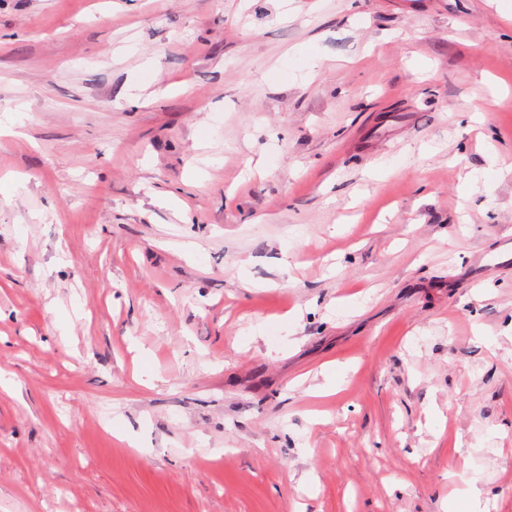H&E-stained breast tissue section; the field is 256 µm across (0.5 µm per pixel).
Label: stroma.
I'll use <instances>...</instances> for the list:
<instances>
[{
	"mask_svg": "<svg viewBox=\"0 0 512 512\" xmlns=\"http://www.w3.org/2000/svg\"><path fill=\"white\" fill-rule=\"evenodd\" d=\"M0 512H512V0H0Z\"/></svg>",
	"mask_w": 512,
	"mask_h": 512,
	"instance_id": "stroma-1",
	"label": "stroma"
}]
</instances>
